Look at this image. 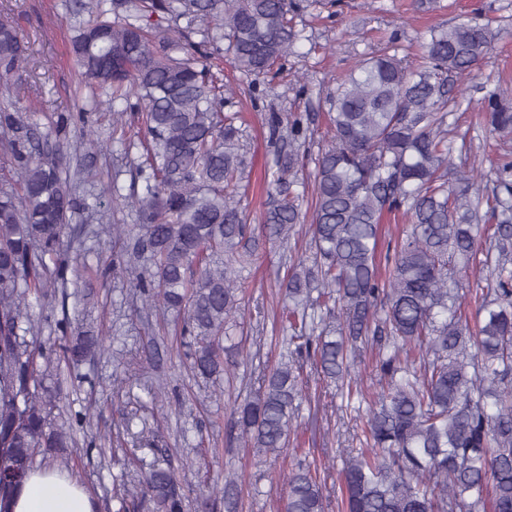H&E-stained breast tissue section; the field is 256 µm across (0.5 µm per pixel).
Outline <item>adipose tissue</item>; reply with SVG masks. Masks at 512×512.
Returning a JSON list of instances; mask_svg holds the SVG:
<instances>
[{
    "label": "adipose tissue",
    "instance_id": "adipose-tissue-1",
    "mask_svg": "<svg viewBox=\"0 0 512 512\" xmlns=\"http://www.w3.org/2000/svg\"><path fill=\"white\" fill-rule=\"evenodd\" d=\"M7 512H95L84 484L65 468L37 465L29 470L7 507Z\"/></svg>",
    "mask_w": 512,
    "mask_h": 512
}]
</instances>
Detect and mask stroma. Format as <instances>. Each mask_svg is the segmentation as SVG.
<instances>
[{
  "label": "stroma",
  "mask_w": 512,
  "mask_h": 512,
  "mask_svg": "<svg viewBox=\"0 0 512 512\" xmlns=\"http://www.w3.org/2000/svg\"><path fill=\"white\" fill-rule=\"evenodd\" d=\"M74 8L75 0H0V9L8 11L30 45L25 96L38 104L32 121L46 130L59 115L83 110L89 126L70 127V139L83 140L92 130L104 144L91 159L98 173L93 191L100 196L99 211L74 218L65 229L68 278L84 296L31 311L39 326L36 339L54 359L60 353L55 326L61 319L76 327L102 328L108 336L104 354L78 371L65 366L59 370L57 411L62 420L78 412L87 416L68 468L101 505L111 500L115 482L135 479L153 464H172L185 489L184 512H195L199 489L223 485L224 472L230 469L241 478L239 512H283L287 488L282 475L290 458L284 454L261 462L240 450L231 408L259 390L264 373L288 348V334L276 321L285 303L280 283L293 260L304 254L309 236L302 230L288 243L268 242L259 249L251 273L260 284L248 291L244 317V347L251 360L223 383V396H215L218 387L192 376L184 357L178 356L175 325L160 324L155 316L130 308L128 277L113 264L119 247L99 231L104 223H133L129 210L113 209L105 189L115 179L131 191L138 156H121L119 143L112 140L111 112L95 108V90L85 86L67 60ZM475 13L502 35L464 80V96L472 104L462 109L457 135L465 143L462 160L481 172L483 188L492 189L497 155L503 148L512 151V140L497 145L484 129L475 102L498 87L512 91V0H317L296 15L300 37L276 75L256 84L232 63L224 65L225 78L238 88L225 109L246 113L249 123L243 137L251 164V185L243 202L249 224L263 220L265 170L278 152L289 148L287 140H272V114L308 113L313 128L325 132L326 100L359 54L394 36L413 63L422 64L420 45L431 27L452 25ZM303 378L311 399L302 405L301 427L315 441L307 460L321 465L335 459L339 449L358 447L366 413L348 406L333 382L320 380L311 360L303 362ZM146 436L153 446L143 445Z\"/></svg>",
  "instance_id": "35a3bbf8"
}]
</instances>
